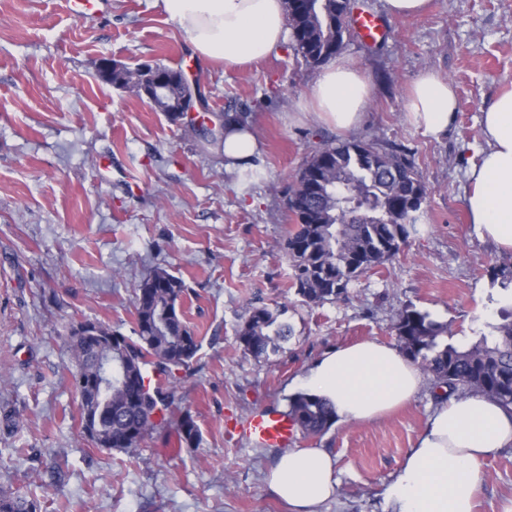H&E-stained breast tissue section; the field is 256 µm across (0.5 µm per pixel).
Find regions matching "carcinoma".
Wrapping results in <instances>:
<instances>
[{
	"instance_id": "1",
	"label": "carcinoma",
	"mask_w": 512,
	"mask_h": 512,
	"mask_svg": "<svg viewBox=\"0 0 512 512\" xmlns=\"http://www.w3.org/2000/svg\"><path fill=\"white\" fill-rule=\"evenodd\" d=\"M293 48L313 66L341 51L348 30L350 0H310L300 7L284 0ZM160 78L167 92L151 105L174 122L173 109L183 92L181 71L172 67L161 75L135 73L123 66L112 70V85L132 88L134 82L153 87ZM426 188L414 160L406 153L350 139L324 144L300 167L288 195L294 224L287 230L284 249L292 266L293 286L308 304L321 305L348 293L361 274L393 260L423 218ZM492 284L503 295L498 300L499 322L467 348L443 338L448 325L412 307L402 309L393 325L403 352L427 372L438 387L473 392L512 406V269L493 274ZM185 294L181 278L157 267L135 288L136 328L126 336L103 327L115 347L133 354L123 370L103 369L81 342L69 340L75 368L73 386L81 398L80 427L99 426L94 445L134 452L154 427L153 411L168 407L170 394L145 383L146 367L175 388V372L189 367L199 341L179 309ZM293 331L265 306H252L237 330L243 353L256 358L278 351ZM107 381V401L98 400L99 382ZM288 415L302 434L322 436L335 424L332 408L305 394L289 399ZM181 441L189 448L200 443V432L190 413L178 422ZM0 512H40L27 494L0 489Z\"/></svg>"
}]
</instances>
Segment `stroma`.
<instances>
[{
	"label": "stroma",
	"mask_w": 512,
	"mask_h": 512,
	"mask_svg": "<svg viewBox=\"0 0 512 512\" xmlns=\"http://www.w3.org/2000/svg\"><path fill=\"white\" fill-rule=\"evenodd\" d=\"M387 17L368 48L347 35L340 54L369 82L365 119L339 131L302 114L320 73L291 45L235 69L200 60L151 0H101L81 17L69 0H0V487L36 498L41 512H289L265 472L276 451L239 441L228 426L284 412L325 353L375 339L392 345L405 306L429 313L467 346L497 322L491 274L512 254L481 241L465 207L466 170L485 142L481 112L512 87V0H429L388 16L385 0H354ZM181 69L206 103L193 128L147 99L99 81L95 62ZM449 80L455 116L440 138L407 112L422 72ZM241 114L254 158L227 164L210 124ZM371 140L405 148L426 186L425 218L391 262L352 282L346 298L307 304L281 243L290 176L324 143ZM181 278L185 320L200 350L180 371L176 401L132 453L81 433L70 327L135 328L134 289L153 268ZM278 311L293 329L270 358L243 354L249 307ZM437 402L432 384L372 422H340L299 448L335 456L338 494L321 512H389L385 490ZM190 412L198 447H166ZM476 512L512 505V447L483 464Z\"/></svg>",
	"instance_id": "obj_1"
}]
</instances>
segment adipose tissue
Returning <instances> with one entry per match:
<instances>
[{
	"instance_id": "1",
	"label": "adipose tissue",
	"mask_w": 512,
	"mask_h": 512,
	"mask_svg": "<svg viewBox=\"0 0 512 512\" xmlns=\"http://www.w3.org/2000/svg\"><path fill=\"white\" fill-rule=\"evenodd\" d=\"M205 61L235 68L277 52L288 39L283 0H155ZM369 96L365 75L345 60L328 64L300 111L317 113L337 130L363 120ZM456 107L454 90L432 72L413 82L408 111L425 135L446 133ZM485 147L467 176L466 206L479 236L512 253V91L481 114ZM258 148L240 121L224 122L215 146L225 159L249 160ZM424 384L420 369L397 348L375 340L342 346L323 355L300 386L326 399L342 421L371 422L406 404ZM512 447V407L475 393L441 401L386 490L391 512H475L483 482L480 467L490 455ZM336 459L323 448L286 450L267 482L292 512H319L336 492Z\"/></svg>"
}]
</instances>
